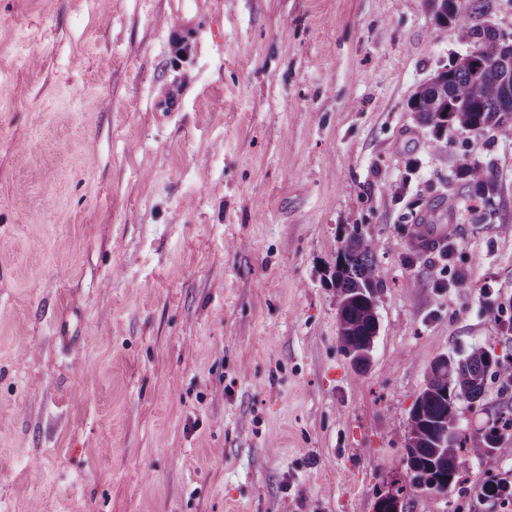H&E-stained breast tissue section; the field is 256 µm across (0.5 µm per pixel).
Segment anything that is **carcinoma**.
<instances>
[{
	"label": "carcinoma",
	"mask_w": 512,
	"mask_h": 512,
	"mask_svg": "<svg viewBox=\"0 0 512 512\" xmlns=\"http://www.w3.org/2000/svg\"><path fill=\"white\" fill-rule=\"evenodd\" d=\"M436 21L453 23L471 37V49L448 68L420 85L408 106L431 127L442 148L448 133L481 136L492 130L512 140V33L501 32L474 8L470 0H428ZM455 178L464 182L471 200L487 202L497 191L492 171L478 162L463 161ZM334 282L339 290L338 338L341 348L358 367L367 365L379 320L377 278L372 240L353 229L336 256ZM512 386V363L499 360L488 348L475 347L462 359L441 356L431 367L425 388L416 398L408 421L407 459L411 486L444 493L460 482L462 452L474 457L489 454L502 441L500 430H512V414L466 444L459 441L457 403H480L488 374Z\"/></svg>",
	"instance_id": "obj_1"
}]
</instances>
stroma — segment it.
<instances>
[{
  "label": "stroma",
  "mask_w": 512,
  "mask_h": 512,
  "mask_svg": "<svg viewBox=\"0 0 512 512\" xmlns=\"http://www.w3.org/2000/svg\"><path fill=\"white\" fill-rule=\"evenodd\" d=\"M181 14L209 22L194 45ZM468 46L426 0H0V512H375L397 488L512 512V436L408 488L433 361L512 363V141L440 149L407 107ZM421 217L453 259L415 247ZM355 228L381 282L362 369L333 280ZM509 410L491 375L458 424ZM204 30V23L200 19H180V22L169 29V38L181 45H190L195 42ZM455 178L463 181L468 188V197L480 202H488L497 191L496 178L492 171L478 162L466 159L456 169Z\"/></svg>",
  "instance_id": "1"
}]
</instances>
